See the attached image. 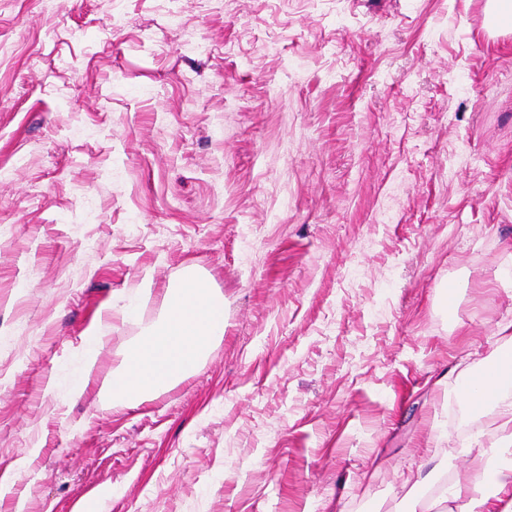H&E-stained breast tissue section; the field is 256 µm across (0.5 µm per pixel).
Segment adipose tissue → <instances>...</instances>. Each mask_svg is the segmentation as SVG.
I'll return each mask as SVG.
<instances>
[{"label": "adipose tissue", "instance_id": "1", "mask_svg": "<svg viewBox=\"0 0 512 512\" xmlns=\"http://www.w3.org/2000/svg\"><path fill=\"white\" fill-rule=\"evenodd\" d=\"M162 326L130 349L122 367L112 376L115 400L131 403L145 394L167 389L196 367L202 349L224 333V300L207 281L190 277L169 289ZM464 404L480 411L493 407L500 418V436L490 450L472 463L484 482L497 488L494 499L472 505V486L455 481L441 502L447 512H512V465L490 468V455L512 452V336L503 337L485 359L481 372L471 378L462 394Z\"/></svg>", "mask_w": 512, "mask_h": 512}]
</instances>
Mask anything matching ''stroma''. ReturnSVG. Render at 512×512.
Here are the masks:
<instances>
[{
	"label": "stroma",
	"mask_w": 512,
	"mask_h": 512,
	"mask_svg": "<svg viewBox=\"0 0 512 512\" xmlns=\"http://www.w3.org/2000/svg\"><path fill=\"white\" fill-rule=\"evenodd\" d=\"M190 275L223 335L114 404ZM509 325L488 0H0V512H408Z\"/></svg>",
	"instance_id": "obj_1"
}]
</instances>
